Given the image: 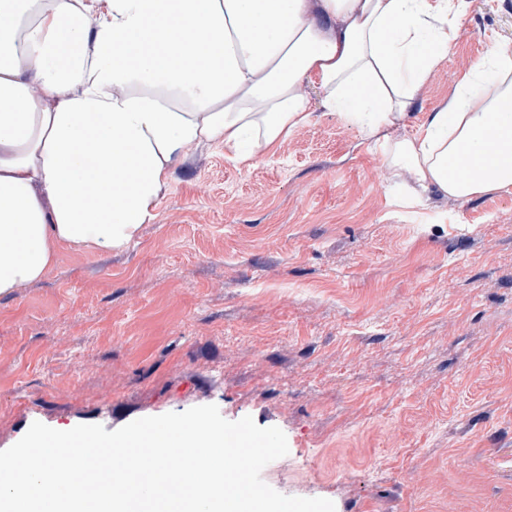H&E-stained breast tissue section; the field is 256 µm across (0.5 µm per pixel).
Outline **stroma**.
<instances>
[{"label": "stroma", "mask_w": 512, "mask_h": 512, "mask_svg": "<svg viewBox=\"0 0 512 512\" xmlns=\"http://www.w3.org/2000/svg\"><path fill=\"white\" fill-rule=\"evenodd\" d=\"M391 138L452 101L512 0H466ZM311 120L252 166L182 157L154 223L61 248L0 298V450L33 422L118 429L216 405L279 427L263 481L336 512H512V191L419 194L300 86Z\"/></svg>", "instance_id": "stroma-1"}]
</instances>
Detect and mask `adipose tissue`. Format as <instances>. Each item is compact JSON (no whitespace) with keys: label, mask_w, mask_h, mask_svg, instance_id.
<instances>
[{"label":"adipose tissue","mask_w":512,"mask_h":512,"mask_svg":"<svg viewBox=\"0 0 512 512\" xmlns=\"http://www.w3.org/2000/svg\"><path fill=\"white\" fill-rule=\"evenodd\" d=\"M455 0H0V297L59 246L109 252L153 223L202 144L251 165L309 121L300 84L378 143L420 191L512 189V74L497 47L448 108L387 131L448 53Z\"/></svg>","instance_id":"1"}]
</instances>
